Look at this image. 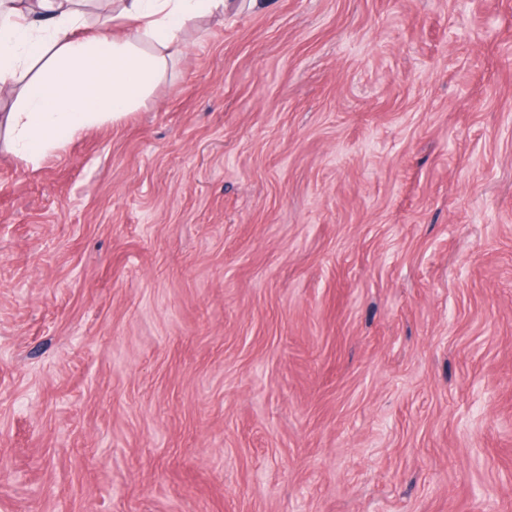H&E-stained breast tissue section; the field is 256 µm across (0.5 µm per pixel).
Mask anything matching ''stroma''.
Returning a JSON list of instances; mask_svg holds the SVG:
<instances>
[{
  "label": "stroma",
  "mask_w": 512,
  "mask_h": 512,
  "mask_svg": "<svg viewBox=\"0 0 512 512\" xmlns=\"http://www.w3.org/2000/svg\"><path fill=\"white\" fill-rule=\"evenodd\" d=\"M512 512V0H227L126 121L0 140V512Z\"/></svg>",
  "instance_id": "35a3bbf8"
}]
</instances>
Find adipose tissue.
Instances as JSON below:
<instances>
[{"label":"adipose tissue","instance_id":"adipose-tissue-1","mask_svg":"<svg viewBox=\"0 0 512 512\" xmlns=\"http://www.w3.org/2000/svg\"><path fill=\"white\" fill-rule=\"evenodd\" d=\"M225 0H114L85 20L77 0H8L0 6V94L23 91L0 114L10 154L38 168L104 122L135 112L183 50L182 34ZM43 63L41 75L21 82Z\"/></svg>","mask_w":512,"mask_h":512}]
</instances>
